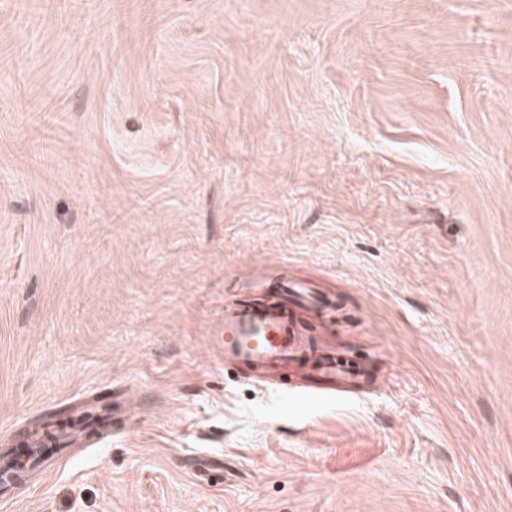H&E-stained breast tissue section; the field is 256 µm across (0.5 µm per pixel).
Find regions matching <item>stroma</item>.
Wrapping results in <instances>:
<instances>
[{"label": "stroma", "mask_w": 512, "mask_h": 512, "mask_svg": "<svg viewBox=\"0 0 512 512\" xmlns=\"http://www.w3.org/2000/svg\"><path fill=\"white\" fill-rule=\"evenodd\" d=\"M116 402L0 512H512V0H0V465ZM224 363L273 372L293 363L302 380L318 386L309 395L351 373L336 370V361L317 352L312 340L294 328L288 308L261 304H233L224 308ZM327 389V388H326ZM86 424V421H84L81 417H68L66 419L59 420L55 422V424L47 425L43 427L41 430H35L30 437L33 439L31 440L30 444H27L26 442H23L21 445V448H23L22 456H31L32 453L35 451L36 447L38 446L39 440L42 439V441L45 443L48 440V435L50 433L59 432L61 430H75V429H81Z\"/></svg>", "instance_id": "1"}]
</instances>
